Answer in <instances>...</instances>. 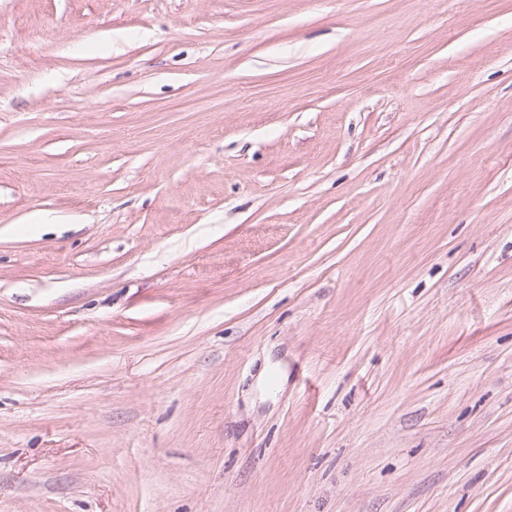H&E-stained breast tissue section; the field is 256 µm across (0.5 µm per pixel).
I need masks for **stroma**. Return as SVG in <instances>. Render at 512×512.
I'll return each instance as SVG.
<instances>
[{
  "label": "stroma",
  "mask_w": 512,
  "mask_h": 512,
  "mask_svg": "<svg viewBox=\"0 0 512 512\" xmlns=\"http://www.w3.org/2000/svg\"><path fill=\"white\" fill-rule=\"evenodd\" d=\"M0 512H512V0H0Z\"/></svg>",
  "instance_id": "obj_1"
}]
</instances>
